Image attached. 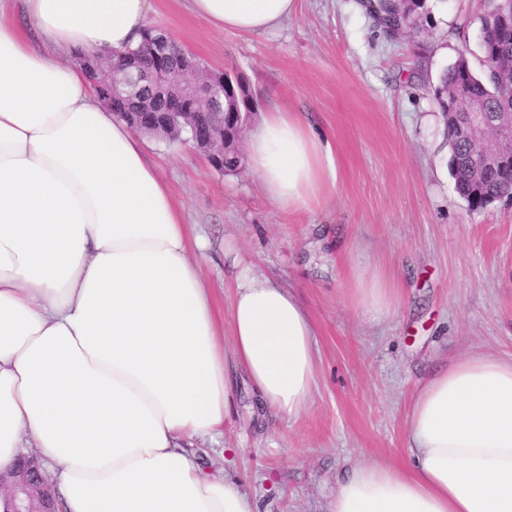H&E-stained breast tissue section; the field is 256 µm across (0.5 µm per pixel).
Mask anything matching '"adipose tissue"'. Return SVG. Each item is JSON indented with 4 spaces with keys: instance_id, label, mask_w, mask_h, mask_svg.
Listing matches in <instances>:
<instances>
[{
    "instance_id": "adipose-tissue-1",
    "label": "adipose tissue",
    "mask_w": 512,
    "mask_h": 512,
    "mask_svg": "<svg viewBox=\"0 0 512 512\" xmlns=\"http://www.w3.org/2000/svg\"><path fill=\"white\" fill-rule=\"evenodd\" d=\"M43 49L0 21V470L34 450L58 512H258L226 469L203 467L234 399L232 371L288 417L306 409L317 354L296 295L243 269L229 312L130 126L72 56L141 41L149 0H23ZM226 31L265 33L295 0H190ZM246 161L282 211L328 201L330 143L267 113ZM353 303L391 313L395 289ZM407 466L358 465L330 512H512V359L474 352L439 371L408 416Z\"/></svg>"
}]
</instances>
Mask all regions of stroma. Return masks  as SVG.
Returning <instances> with one entry per match:
<instances>
[{"instance_id":"1","label":"stroma","mask_w":512,"mask_h":512,"mask_svg":"<svg viewBox=\"0 0 512 512\" xmlns=\"http://www.w3.org/2000/svg\"><path fill=\"white\" fill-rule=\"evenodd\" d=\"M489 0H427L431 37H388L360 0H297L274 31H219L188 0H152L149 26L210 68L241 77L265 113L305 117L333 147L340 184L327 203L283 213L249 171L212 168L191 145L152 141L186 223L210 241L207 272L229 304L237 264L291 288L315 329L318 369L306 410L288 418L240 384L224 446L259 512H329L355 466L402 464L408 413L440 365L471 351L512 356V199L470 209L451 176L447 129L432 94L466 52L482 69ZM385 274L399 301L389 315L356 307L358 274Z\"/></svg>"}]
</instances>
